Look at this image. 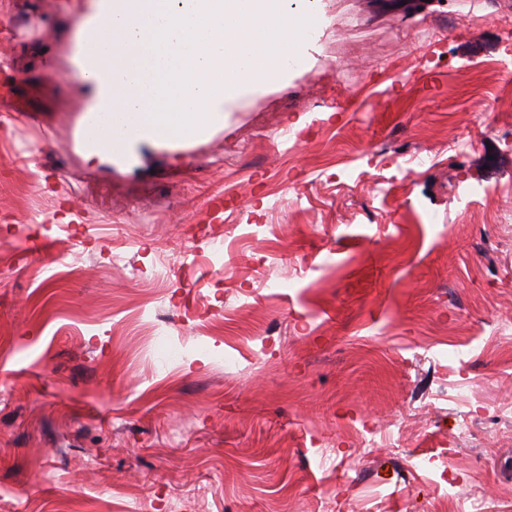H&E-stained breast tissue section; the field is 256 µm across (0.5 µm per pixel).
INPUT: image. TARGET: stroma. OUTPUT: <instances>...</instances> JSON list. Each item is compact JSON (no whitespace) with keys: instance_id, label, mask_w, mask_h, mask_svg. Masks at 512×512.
<instances>
[{"instance_id":"1","label":"stroma","mask_w":512,"mask_h":512,"mask_svg":"<svg viewBox=\"0 0 512 512\" xmlns=\"http://www.w3.org/2000/svg\"><path fill=\"white\" fill-rule=\"evenodd\" d=\"M71 4L0 0V512H512V0H319L108 166Z\"/></svg>"}]
</instances>
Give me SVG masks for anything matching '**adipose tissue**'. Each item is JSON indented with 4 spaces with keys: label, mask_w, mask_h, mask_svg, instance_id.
Returning <instances> with one entry per match:
<instances>
[{
    "label": "adipose tissue",
    "mask_w": 512,
    "mask_h": 512,
    "mask_svg": "<svg viewBox=\"0 0 512 512\" xmlns=\"http://www.w3.org/2000/svg\"><path fill=\"white\" fill-rule=\"evenodd\" d=\"M75 75L90 96L87 159L112 161L134 138L180 142L224 105L278 84L315 19L314 0H73Z\"/></svg>",
    "instance_id": "ef3b65f1"
}]
</instances>
